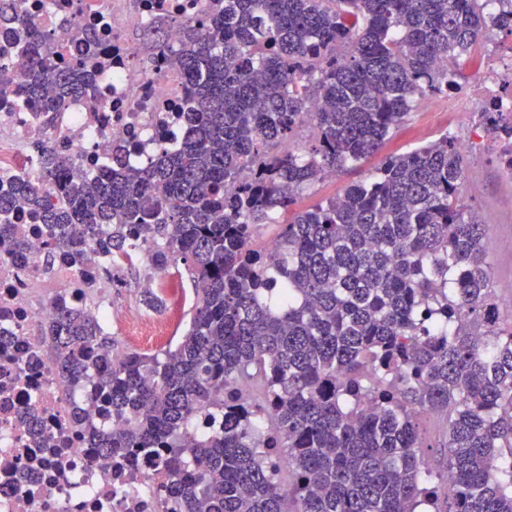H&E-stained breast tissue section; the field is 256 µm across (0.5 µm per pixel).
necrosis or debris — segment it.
<instances>
[{"mask_svg":"<svg viewBox=\"0 0 512 512\" xmlns=\"http://www.w3.org/2000/svg\"><path fill=\"white\" fill-rule=\"evenodd\" d=\"M48 34L56 60L78 58L85 30L98 34L105 71L87 99L50 115L22 108L0 90V177L42 176L41 152H64L83 168L105 157L149 165L182 130L188 84L175 58L183 28L210 17L216 0H22ZM167 23L162 49L141 54L134 40L150 21ZM471 112L512 113V50L491 55ZM26 241L22 257L0 254V512H174L159 489L169 471L155 456H103L73 413L95 411L91 385L65 390L48 356L44 325L59 308L96 299L104 322L118 320L134 342L159 344L172 321L112 310V278L86 253L84 269L48 257L39 225L13 217ZM100 287L89 294L83 282Z\"/></svg>","mask_w":512,"mask_h":512,"instance_id":"1","label":"necrosis or debris"}]
</instances>
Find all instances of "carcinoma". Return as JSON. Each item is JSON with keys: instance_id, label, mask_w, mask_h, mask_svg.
<instances>
[{"instance_id": "carcinoma-1", "label": "carcinoma", "mask_w": 512, "mask_h": 512, "mask_svg": "<svg viewBox=\"0 0 512 512\" xmlns=\"http://www.w3.org/2000/svg\"><path fill=\"white\" fill-rule=\"evenodd\" d=\"M0 21L18 25L10 45L33 61L17 98L49 114L87 95L95 42L59 69L16 0H0ZM489 37L484 0H223L185 26L177 150L95 170L46 151L41 181L0 180V245L23 249L12 217L25 206L63 260L88 239L105 265L144 250L154 271L187 272L173 349L107 356L92 301L46 325L60 383L93 384L123 419L112 429L80 410L77 427L106 456L168 449L177 512H512V319L488 225L463 202L455 139L388 155L342 198L295 209L326 172L378 153L419 103L448 96ZM314 102L315 142L277 151ZM483 131L512 170V120L485 112ZM262 224L280 225L273 249L256 239ZM420 412L445 422L443 506L421 472ZM207 415L223 429L190 439Z\"/></svg>"}]
</instances>
